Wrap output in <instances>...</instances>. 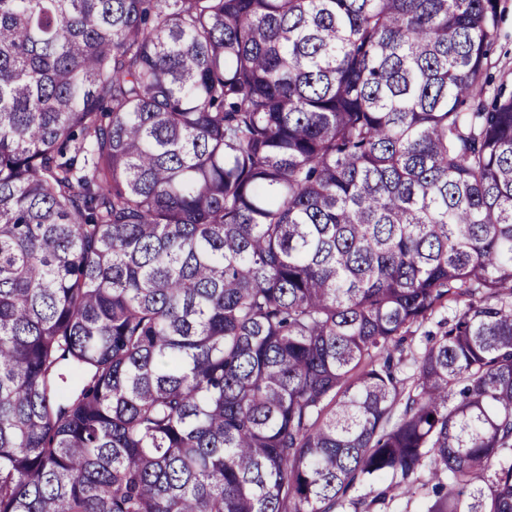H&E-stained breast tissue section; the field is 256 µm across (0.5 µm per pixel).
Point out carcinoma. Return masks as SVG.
<instances>
[{
	"label": "carcinoma",
	"instance_id": "cac0c4a2",
	"mask_svg": "<svg viewBox=\"0 0 512 512\" xmlns=\"http://www.w3.org/2000/svg\"><path fill=\"white\" fill-rule=\"evenodd\" d=\"M499 17L0 0V512H512ZM463 308L462 303H454L449 302L448 307L441 309L440 312L429 322L424 323L421 327H413L411 328V331H415L414 333H411L412 335H407V340L404 342V349L406 350V353H409V351L418 352L420 351L424 344H425V337L424 335L431 331L433 333H436L438 331L436 322L441 319V317H452L456 313L460 312V310ZM393 496L387 512H420L422 510V497L419 494L403 495L401 490L388 493V498Z\"/></svg>",
	"mask_w": 512,
	"mask_h": 512
}]
</instances>
